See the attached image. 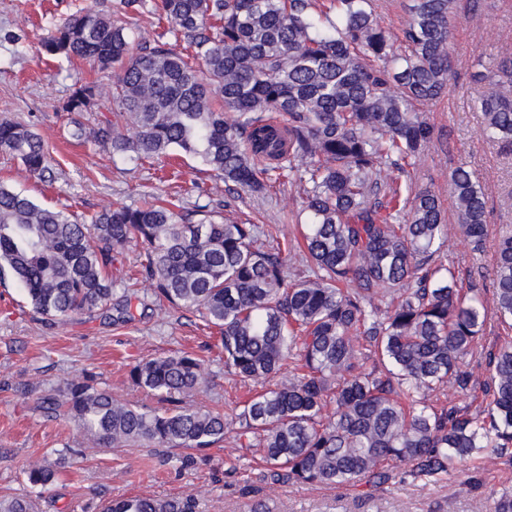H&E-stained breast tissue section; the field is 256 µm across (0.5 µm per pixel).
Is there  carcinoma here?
<instances>
[{"label": "carcinoma", "mask_w": 512, "mask_h": 512, "mask_svg": "<svg viewBox=\"0 0 512 512\" xmlns=\"http://www.w3.org/2000/svg\"><path fill=\"white\" fill-rule=\"evenodd\" d=\"M156 8L201 67L164 44L133 53L117 14L82 9L50 32L45 51L114 69L112 92L77 81L62 110L112 102L116 121L95 137L138 164L181 150L253 193L281 178L298 183L301 242L268 248L254 224H190L153 203L104 209L86 224L1 184L0 274L15 278L44 320L102 308L126 323L136 283L118 288L107 269L112 252L139 243L140 278L153 294L199 312L219 330L226 372L258 387L236 407L235 438L275 482H438L470 477L469 463L484 456L512 464V342L485 343L489 321L512 329V228L499 231L493 265L463 279L445 249L439 197L401 181L434 140L420 108L450 89L457 0H406L399 48L375 0ZM475 81L486 86L474 101L486 139L512 151V57ZM0 151L45 177L49 149L29 127L0 122ZM450 189L457 229L482 250L484 188L459 166ZM287 257L304 267L294 279ZM476 355L485 365L480 404L443 399L475 388ZM287 362L292 374L267 387ZM130 379L170 407L123 403L90 378L38 406L105 447L202 451L230 432L223 413L182 405L206 385L196 356L142 361ZM27 477L45 488L55 472L35 462ZM0 512H38V503L17 496ZM100 512H198V502L130 496Z\"/></svg>", "instance_id": "cac0c4a2"}]
</instances>
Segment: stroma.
<instances>
[{
    "instance_id": "obj_1",
    "label": "stroma",
    "mask_w": 512,
    "mask_h": 512,
    "mask_svg": "<svg viewBox=\"0 0 512 512\" xmlns=\"http://www.w3.org/2000/svg\"><path fill=\"white\" fill-rule=\"evenodd\" d=\"M114 3L0 0V121L24 124L41 135L51 176L41 181L0 153V183L81 219L112 206L159 199L179 205L195 224L221 220L229 207L236 217L259 225L260 242L272 233L291 236L301 208L296 187L277 185L250 194L226 187L215 172L179 152L142 167L93 138L71 137L74 120L91 131L110 118L106 112L77 117L63 111L71 84L81 79L108 87L113 73L87 61L53 58L43 42L77 9L108 10ZM155 3L145 0L130 25L131 50L145 42H173L167 22L153 13ZM503 53L512 54V0H459L451 89L423 108L436 139L411 171L419 187L439 195L449 215L455 210L449 186L455 167L467 166L487 190L489 236L483 251H473L460 233L448 234L447 248L465 271L490 266L501 225H512V153L485 139L481 114L473 106L480 90L475 73L492 67ZM138 291L130 322L115 324L97 312L51 326L36 319L11 275L0 276V501L33 491L25 470L38 461L57 466L54 483L38 492L41 512H94L96 504L120 497L185 494L197 498L200 512H248L260 500L275 512H495L492 489L512 488V467L494 457L478 461L474 484L454 478L426 485L407 476L379 487L283 484L264 477L254 464L233 470L240 450L229 436L184 466L166 449L103 448L74 423L46 418L36 407L38 397L87 373L119 400L161 407L157 396L132 383L129 372L140 360L176 351L194 353L207 371L205 388L186 397L185 405L234 414L249 387L225 373L217 330L205 326L198 313L157 299L147 283Z\"/></svg>"
}]
</instances>
